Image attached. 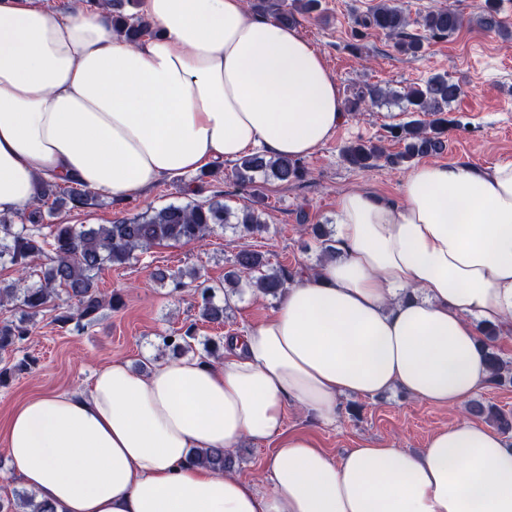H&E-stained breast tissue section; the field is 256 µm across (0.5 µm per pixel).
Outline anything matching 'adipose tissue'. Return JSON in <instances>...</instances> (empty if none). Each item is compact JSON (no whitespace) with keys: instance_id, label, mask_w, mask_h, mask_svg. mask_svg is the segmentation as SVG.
Listing matches in <instances>:
<instances>
[{"instance_id":"1","label":"adipose tissue","mask_w":512,"mask_h":512,"mask_svg":"<svg viewBox=\"0 0 512 512\" xmlns=\"http://www.w3.org/2000/svg\"><path fill=\"white\" fill-rule=\"evenodd\" d=\"M141 8L158 32L131 43L107 6L0 0V213L48 180L127 197L255 149L304 158L341 124L336 79L295 28L245 0ZM335 240L221 363L113 361L22 404L11 477L56 512H512V446L485 424L335 459L284 432L292 408L332 427L347 398L398 388L450 408L481 389L477 324L512 332V160L418 165L395 202L344 192ZM245 439L278 443L259 479L188 461Z\"/></svg>"}]
</instances>
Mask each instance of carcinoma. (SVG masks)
<instances>
[{"label": "carcinoma", "mask_w": 512, "mask_h": 512, "mask_svg": "<svg viewBox=\"0 0 512 512\" xmlns=\"http://www.w3.org/2000/svg\"><path fill=\"white\" fill-rule=\"evenodd\" d=\"M112 7V27L129 42H137L155 34L151 25L136 13L125 14L126 5L139 6V0H109ZM319 6V0H293L291 8L279 0H256L251 7L267 14L272 13L281 22L291 24L294 13H311ZM419 25L432 38L449 36L468 24L495 33L506 41L512 40V27L501 17L498 0H485V8L476 18L467 20L463 15L445 8L427 12L413 22L405 11L394 5L393 0H378L359 24L387 34L394 40L397 51L410 56L423 49L422 39L408 32L411 24ZM462 94L461 86L446 74L430 77L424 84L410 86L401 95L406 111L413 118L393 127L392 137L404 144V149L389 154L386 149L371 141H359L346 145L342 150L344 160L352 167L370 169L380 161L397 165L414 158L436 156L447 146L450 106ZM386 96L377 88L359 91L347 101L348 110L359 112L365 99ZM306 175L301 160L288 157H269L252 152L240 157L235 164V177L239 184L257 186V178H273L282 183L300 180ZM93 197L87 190L73 186L69 180H52L42 184L37 199L27 213L15 223L11 214H0V264L10 265L21 271L14 281L0 284V307L11 306L20 312L16 320H0V356L20 349L28 338L35 318L58 299L59 313L55 322L64 326L76 321L92 326L104 316V310L121 305L119 293L103 294L96 285L98 274L106 267L121 266L149 252L163 243L196 244L204 241L217 228L232 225L243 236L266 233L268 224L256 203L245 204L233 211L224 200L213 198L204 204L169 203L156 209L146 210L113 224H52L47 235L41 233L46 217L54 206L70 205L80 210L92 204ZM312 233L320 241L323 259L336 255L332 231L324 224H315ZM40 267L39 283L28 280L29 270ZM295 274L284 266H273L261 253L242 249L233 258L231 269L224 275V302L216 301V289L202 280L197 271L160 275L174 293L193 288L199 302V315L206 322L221 325L230 308V296L242 292L248 285L260 293L277 298L293 280ZM196 324L191 323L162 337L163 348L175 355L193 351ZM487 361L493 387L512 385V362L493 347H487ZM34 362L25 359L0 367V385L6 384L17 372L32 369ZM471 415L495 425L502 433H512V414L495 406L473 402ZM190 461L204 463L218 471L233 469V457L222 449L194 450ZM0 512H55L52 504L40 501L33 493L21 491L15 499L0 500Z\"/></svg>", "instance_id": "carcinoma-1"}]
</instances>
